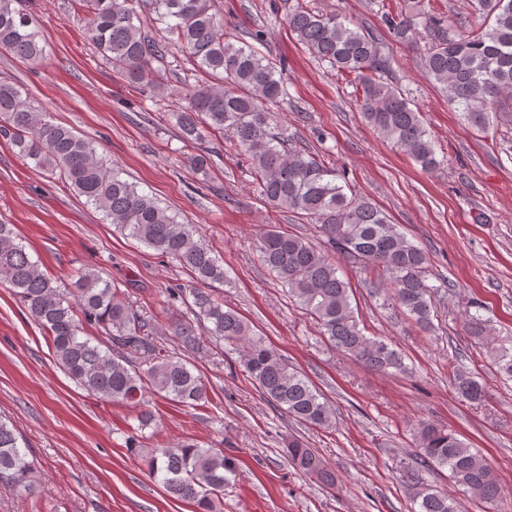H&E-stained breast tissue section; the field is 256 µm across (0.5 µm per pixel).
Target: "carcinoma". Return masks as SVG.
Returning a JSON list of instances; mask_svg holds the SVG:
<instances>
[{
    "label": "carcinoma",
    "mask_w": 512,
    "mask_h": 512,
    "mask_svg": "<svg viewBox=\"0 0 512 512\" xmlns=\"http://www.w3.org/2000/svg\"><path fill=\"white\" fill-rule=\"evenodd\" d=\"M87 12L86 39L112 65L129 88L155 98L168 95L165 59L169 47L185 52L196 67L215 77L183 94V104L167 113L189 159L207 173L212 159L202 148L208 137L225 136V147L248 162L262 199L316 225L325 247L272 226L256 238L263 265L289 298L315 320L332 349L377 371L406 370L401 352L363 333L352 289L338 260L377 272V291L420 328L432 325L439 287L428 282L425 250L410 241L371 199L355 193L336 169L311 152L288 145L290 138L272 127L270 106L287 97L276 63L256 47L235 43L224 33L220 0H73ZM285 10L296 40L318 61L356 85L360 109L375 130L400 147L423 170L440 165L435 146L418 112L399 88L386 82L385 45L373 34L351 28L336 13H324L312 0H269ZM478 26L462 34L442 17H424L427 39L420 62L427 75L474 126L489 124L490 114L512 112V0H475ZM154 13L167 38L145 31L141 15ZM393 38L412 37L413 18L382 14ZM0 49L22 62H37L44 45L24 0H0ZM0 136L35 167L57 174L85 203L122 235L154 250L191 278L165 291L164 303H180L192 318L172 322L186 349L200 346L202 331L233 347L244 372L263 398L284 414L312 427L333 424L327 398L304 373L291 368L216 292L227 282L224 263L196 224L178 216L102 158L94 143L56 123L12 83L0 81ZM0 283L11 288L30 317L45 331L59 368L88 394L112 403L140 406L150 392L160 398L200 407L208 388L194 365L156 337V324L130 301L129 289L93 267L52 278L32 258L13 225L0 223ZM472 344L483 350L499 374L512 381V336H501L490 320L466 311ZM94 328L102 334L86 335ZM457 397L479 404L485 387L470 372L453 376ZM417 447L431 467L448 477L471 500L490 512H512L502 483L486 459L456 435L433 424L417 432ZM288 459L303 475L327 488L336 477L325 461L298 438L288 440ZM151 477L172 496L194 503L197 512H214L224 486L235 473L222 448L181 441L155 448L145 458ZM34 463L19 446L9 423L0 418V485L30 493ZM406 485L419 512H463L462 502L428 484L414 470Z\"/></svg>",
    "instance_id": "1"
}]
</instances>
